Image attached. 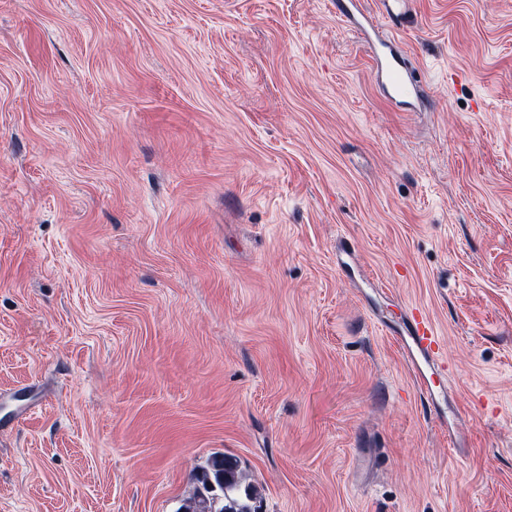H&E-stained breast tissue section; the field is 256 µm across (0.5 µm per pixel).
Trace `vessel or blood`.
I'll list each match as a JSON object with an SVG mask.
<instances>
[{
	"instance_id": "1",
	"label": "vessel or blood",
	"mask_w": 512,
	"mask_h": 512,
	"mask_svg": "<svg viewBox=\"0 0 512 512\" xmlns=\"http://www.w3.org/2000/svg\"><path fill=\"white\" fill-rule=\"evenodd\" d=\"M378 58L376 76L385 83L390 98L396 100L418 91V82L402 49L381 50ZM397 341L408 357L413 379L421 394L433 397L436 380L445 368L440 362L441 339L432 320L424 312L413 310Z\"/></svg>"
}]
</instances>
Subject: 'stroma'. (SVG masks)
I'll return each instance as SVG.
<instances>
[{
    "mask_svg": "<svg viewBox=\"0 0 512 512\" xmlns=\"http://www.w3.org/2000/svg\"><path fill=\"white\" fill-rule=\"evenodd\" d=\"M334 2L0 0V512H512V0ZM376 77L385 83L390 98L397 100L409 93H419V85L407 65L406 53L395 46V51L383 49L378 55ZM396 340L407 354L420 393L433 401L436 379L447 369L440 362L441 339L432 320L419 309L413 310ZM197 481L202 490L197 489L176 512H255L250 505L255 491L249 485L243 486L236 459L226 455L211 457Z\"/></svg>",
    "mask_w": 512,
    "mask_h": 512,
    "instance_id": "35a3bbf8",
    "label": "stroma"
}]
</instances>
